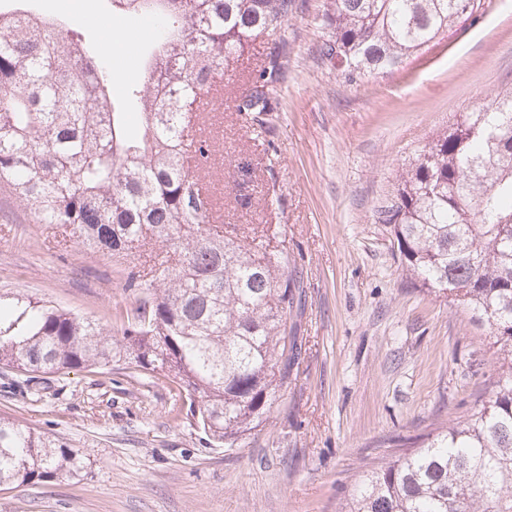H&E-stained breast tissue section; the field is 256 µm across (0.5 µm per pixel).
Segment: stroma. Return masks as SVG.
Here are the masks:
<instances>
[{
	"label": "stroma",
	"instance_id": "35a3bbf8",
	"mask_svg": "<svg viewBox=\"0 0 512 512\" xmlns=\"http://www.w3.org/2000/svg\"><path fill=\"white\" fill-rule=\"evenodd\" d=\"M326 3L294 0L264 127L236 101L273 47L266 39L228 69L222 111L199 120L224 157L207 176L221 221L271 225L303 282L289 320L302 349L266 421L224 448L174 413L167 377L74 370L57 396L40 397L0 369V415L80 449L86 463L78 478L0 489V512H341L360 476L397 455L395 438L448 426L487 393L496 359L485 327L410 280L378 211L436 130L512 84V0H482L474 25L354 83L320 54ZM32 7L94 47L153 30L107 0ZM65 236L0 183V293L22 290L119 332L117 311L137 300L123 274L138 260L120 264Z\"/></svg>",
	"mask_w": 512,
	"mask_h": 512
}]
</instances>
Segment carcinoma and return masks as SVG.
Returning <instances> with one entry per match:
<instances>
[{
	"mask_svg": "<svg viewBox=\"0 0 512 512\" xmlns=\"http://www.w3.org/2000/svg\"><path fill=\"white\" fill-rule=\"evenodd\" d=\"M481 0H329L321 55L349 82L392 74L475 19ZM292 0H112L150 15L144 82L112 97L114 75L62 23L0 9V180L38 224L71 230L114 260L157 245L123 333L25 293L0 295V367L59 377L105 370L171 379L213 441L234 445L267 419L298 357L301 307L286 239L211 224L214 206L184 163L186 113L214 74L276 37ZM275 43L237 111L263 126L282 79ZM137 112L142 132L124 115ZM419 287L486 327L497 354L489 395L356 484L343 512H512V85L437 130L378 212ZM76 448L0 417V487L76 478Z\"/></svg>",
	"mask_w": 512,
	"mask_h": 512,
	"instance_id": "1",
	"label": "carcinoma"
}]
</instances>
